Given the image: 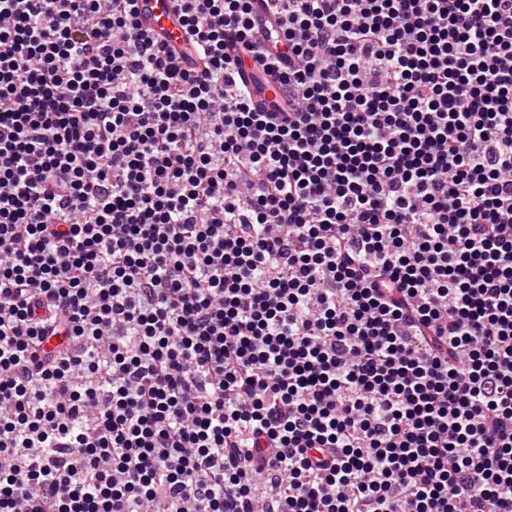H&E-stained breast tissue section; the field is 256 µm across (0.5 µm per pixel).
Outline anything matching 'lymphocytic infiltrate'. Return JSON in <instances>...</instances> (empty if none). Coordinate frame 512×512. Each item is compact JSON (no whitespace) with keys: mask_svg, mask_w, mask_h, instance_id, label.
<instances>
[{"mask_svg":"<svg viewBox=\"0 0 512 512\" xmlns=\"http://www.w3.org/2000/svg\"><path fill=\"white\" fill-rule=\"evenodd\" d=\"M135 2L0 0V512H512V0ZM137 6L143 29H151L160 40L178 51L187 46L180 11L174 0H138Z\"/></svg>","mask_w":512,"mask_h":512,"instance_id":"obj_1","label":"lymphocytic infiltrate"}]
</instances>
